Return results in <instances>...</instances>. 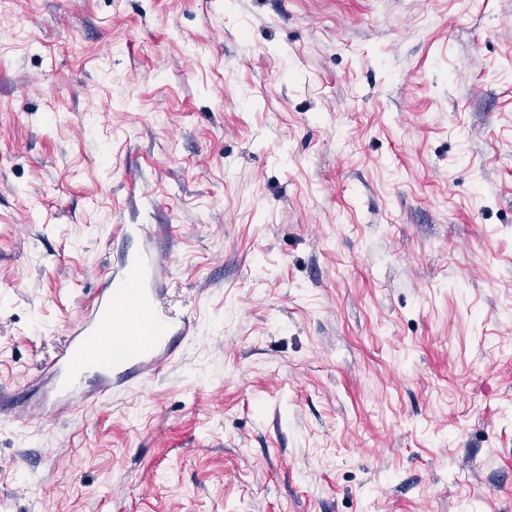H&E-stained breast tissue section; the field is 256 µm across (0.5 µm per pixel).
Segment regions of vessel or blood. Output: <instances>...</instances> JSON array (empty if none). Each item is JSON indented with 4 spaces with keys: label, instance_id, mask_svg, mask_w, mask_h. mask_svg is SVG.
Returning a JSON list of instances; mask_svg holds the SVG:
<instances>
[{
    "label": "vessel or blood",
    "instance_id": "1",
    "mask_svg": "<svg viewBox=\"0 0 512 512\" xmlns=\"http://www.w3.org/2000/svg\"><path fill=\"white\" fill-rule=\"evenodd\" d=\"M167 272L162 255L145 249L107 273L71 323L63 348L40 368L47 379L36 406L43 421L158 375L194 337L192 316L163 319L155 309Z\"/></svg>",
    "mask_w": 512,
    "mask_h": 512
}]
</instances>
